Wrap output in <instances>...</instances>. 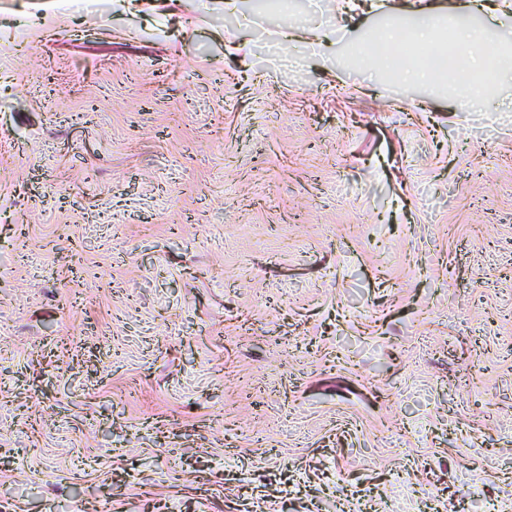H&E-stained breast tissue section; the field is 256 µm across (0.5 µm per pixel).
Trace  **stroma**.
Listing matches in <instances>:
<instances>
[{
  "label": "stroma",
  "instance_id": "obj_1",
  "mask_svg": "<svg viewBox=\"0 0 512 512\" xmlns=\"http://www.w3.org/2000/svg\"><path fill=\"white\" fill-rule=\"evenodd\" d=\"M376 2L0 0V512L512 501V80ZM403 32L401 25L395 24V22L385 26L381 30L377 31L371 39L361 48L363 55L371 60H377L382 65H393L394 62L388 59L386 56H372L368 53L369 44L378 43L383 46L392 45L400 42L402 39ZM402 73L405 82L410 85H425L432 82L437 76L440 77L437 73L436 65H430L422 61L420 63L414 62L406 65Z\"/></svg>",
  "mask_w": 512,
  "mask_h": 512
}]
</instances>
